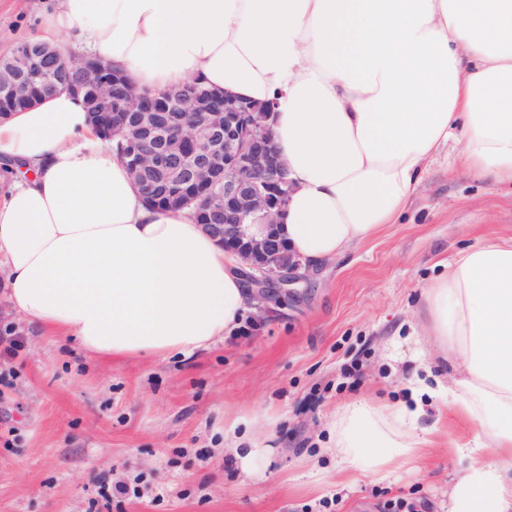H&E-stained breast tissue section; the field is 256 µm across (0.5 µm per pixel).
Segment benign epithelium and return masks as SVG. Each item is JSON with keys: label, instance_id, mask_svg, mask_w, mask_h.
I'll list each match as a JSON object with an SVG mask.
<instances>
[{"label": "benign epithelium", "instance_id": "7a95c632", "mask_svg": "<svg viewBox=\"0 0 512 512\" xmlns=\"http://www.w3.org/2000/svg\"><path fill=\"white\" fill-rule=\"evenodd\" d=\"M58 63L74 72L65 90L78 97L113 81L101 61L67 60L44 45L7 62L0 60V92L31 104L32 78ZM190 110L204 118L192 131L200 153L187 166L182 150L166 134L179 128ZM112 134L122 135L150 154L148 164L132 161L144 197H152L160 176L171 182L207 185V210L215 223L205 225V230L240 259L241 275L258 318L264 317L280 294L291 293L297 283L309 279L311 270L291 253L279 229L292 184L275 145L268 107L217 91L198 95L190 104L174 93L147 105L144 96L133 89L112 109ZM246 224H262L264 230L250 234Z\"/></svg>", "mask_w": 512, "mask_h": 512}]
</instances>
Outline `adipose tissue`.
Listing matches in <instances>:
<instances>
[{
	"label": "adipose tissue",
	"instance_id": "obj_1",
	"mask_svg": "<svg viewBox=\"0 0 512 512\" xmlns=\"http://www.w3.org/2000/svg\"><path fill=\"white\" fill-rule=\"evenodd\" d=\"M36 41L123 69L139 91L199 81L275 100L293 190L280 231L311 269L397 223L440 148L512 185V0H53ZM0 295L27 328L95 359L190 357L248 309L239 263L185 210L147 206L65 91L0 120ZM438 392L479 430L459 453L452 512H512V238L486 236L424 291ZM421 384L393 410L331 419L342 471L386 477L426 440ZM229 427L251 472L265 416Z\"/></svg>",
	"mask_w": 512,
	"mask_h": 512
}]
</instances>
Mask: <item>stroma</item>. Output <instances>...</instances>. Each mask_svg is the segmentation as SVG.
Here are the masks:
<instances>
[{
  "label": "stroma",
  "mask_w": 512,
  "mask_h": 512,
  "mask_svg": "<svg viewBox=\"0 0 512 512\" xmlns=\"http://www.w3.org/2000/svg\"><path fill=\"white\" fill-rule=\"evenodd\" d=\"M46 2L0 0V56L37 30ZM488 234L512 237V187L472 178L451 143L399 223L193 358L91 359L0 304V332L18 340L0 359V512H451L455 448L477 427L443 400L420 422L421 458L385 480L340 473L327 424L347 402L397 406L415 380L434 384L423 292ZM252 414L274 424L269 465L248 475L224 428Z\"/></svg>",
  "instance_id": "obj_1"
}]
</instances>
